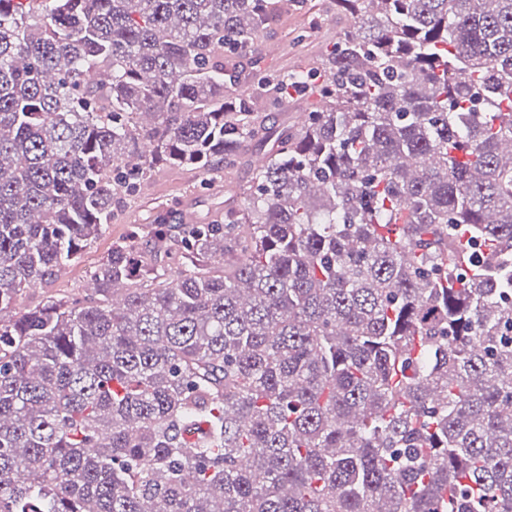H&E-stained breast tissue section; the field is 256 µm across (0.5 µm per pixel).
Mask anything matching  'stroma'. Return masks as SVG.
I'll return each mask as SVG.
<instances>
[{
	"label": "stroma",
	"instance_id": "stroma-1",
	"mask_svg": "<svg viewBox=\"0 0 512 512\" xmlns=\"http://www.w3.org/2000/svg\"><path fill=\"white\" fill-rule=\"evenodd\" d=\"M308 9L299 13L288 11L270 34L260 42L268 72L298 70L308 66L325 47L335 42L347 26V18L338 16L331 0H308ZM248 99L266 121L275 126L297 130L296 114L307 112L314 101L311 95H296L277 104L247 90ZM257 142L244 145L239 162L215 173H203L175 166H160L135 193L123 196L114 209L111 224L88 247L81 259L64 269L52 282L27 290L20 298L21 306H33L49 296L82 295L89 274L112 249L140 224L152 223L154 217L173 213L180 222L205 224L223 213L224 202L232 189L247 185L255 166L253 160L264 155Z\"/></svg>",
	"mask_w": 512,
	"mask_h": 512
}]
</instances>
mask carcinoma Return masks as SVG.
Instances as JSON below:
<instances>
[{
  "instance_id": "cac0c4a2",
  "label": "carcinoma",
  "mask_w": 512,
  "mask_h": 512,
  "mask_svg": "<svg viewBox=\"0 0 512 512\" xmlns=\"http://www.w3.org/2000/svg\"><path fill=\"white\" fill-rule=\"evenodd\" d=\"M0 0V512H512V0ZM319 96L295 134L241 83ZM265 164L221 224L79 259L160 163ZM331 3V0H309L307 13L288 9L270 34L260 41L268 73L303 69L325 47H331L339 32L349 23L347 18L336 15ZM312 19L317 21L318 26L311 36L294 43L299 34L308 35L305 31H310Z\"/></svg>"
}]
</instances>
